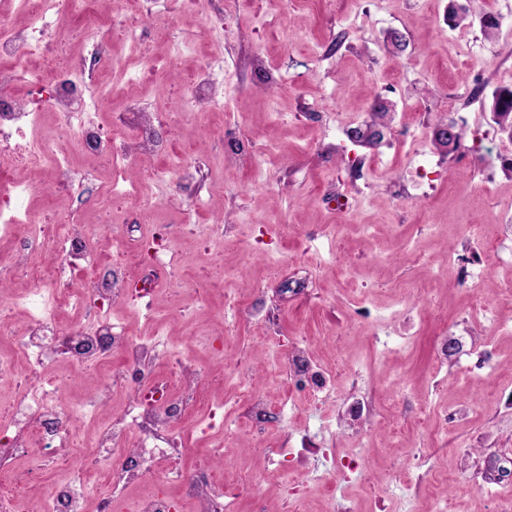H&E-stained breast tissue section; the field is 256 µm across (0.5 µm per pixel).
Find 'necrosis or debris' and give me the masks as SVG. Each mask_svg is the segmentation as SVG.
<instances>
[{
	"label": "necrosis or debris",
	"mask_w": 512,
	"mask_h": 512,
	"mask_svg": "<svg viewBox=\"0 0 512 512\" xmlns=\"http://www.w3.org/2000/svg\"><path fill=\"white\" fill-rule=\"evenodd\" d=\"M76 14L82 19L77 29L70 23ZM115 29L113 17H100L90 0H19L15 12H0V175H27L15 195L0 199V244L9 246L0 254V281L22 274L30 283L24 301L9 303L10 309L26 305L24 331H16L8 312L0 311V337L9 341L0 348V374L15 383L13 394L0 399V512H18L23 499L32 512H234L240 497L257 491L261 481L226 466L223 440L208 451L215 467L189 473L171 464L182 453L176 428L187 410L204 414L208 425L224 423L223 407L211 403L203 387L209 366L170 357L110 316L129 293L151 296L153 280L131 291L113 287L111 274L100 271L87 225L66 214L43 224L26 205L32 176L45 174L43 191L68 190L78 174L75 153L95 155L113 168L152 152L146 121H139L134 143L116 148L111 133L83 119L100 101L82 95L79 83L121 63L112 52ZM61 59L68 64L66 75L45 88L44 74ZM21 81L30 96L42 97V111L26 110L13 95ZM45 111L56 115V134L27 138ZM44 252L50 262L33 263V255ZM75 276L85 288L69 289ZM62 306L71 310L69 320H61ZM61 361L95 379L92 401L64 398L56 373ZM162 363L172 367L173 377L158 378ZM90 405L101 426L85 466L47 489L14 471L17 456H26L30 472H36L83 445L81 425Z\"/></svg>",
	"instance_id": "4bbe7bcc"
}]
</instances>
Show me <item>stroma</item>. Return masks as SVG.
Listing matches in <instances>:
<instances>
[{
    "instance_id": "stroma-1",
    "label": "stroma",
    "mask_w": 512,
    "mask_h": 512,
    "mask_svg": "<svg viewBox=\"0 0 512 512\" xmlns=\"http://www.w3.org/2000/svg\"><path fill=\"white\" fill-rule=\"evenodd\" d=\"M448 8L449 0H201L183 11L153 0L134 41L112 44L123 70L87 86L106 95L100 122L115 141L133 139L129 86L150 112L170 113L190 94L188 75L207 64L224 97L222 127L204 115L162 125L155 153L114 173L83 159L93 176L66 195L31 192L37 212L61 205L89 225L101 253L121 242L127 281L149 276L139 252L156 224L168 226L183 276L207 280L208 291L168 285L112 319L200 361L195 341L228 331L225 362L245 365L257 390L277 400L274 418L254 432L230 406L225 428L202 433L193 412L180 424L184 468L228 433L225 457L262 476L238 512H291L274 478L278 448L357 459V471L336 476L335 512H414L436 500L447 512H498L512 499V307L499 301L512 285V169L500 163L512 157V139L491 113L493 92L512 88V0H476L474 12L500 21L492 37L475 20L450 27ZM204 26L211 40L200 44ZM391 30L404 49L387 41ZM136 42L170 58L163 84L151 82ZM378 97L393 118L368 147L348 133ZM449 121L462 133L450 154L432 142ZM188 145L201 168L144 180ZM112 179L139 184L161 209L143 214L131 197L107 203ZM193 222L221 223L224 235L201 238ZM490 224L492 253L481 243ZM172 304L183 316L161 323ZM302 337L312 364L335 365L326 395L314 396L285 363ZM447 337L458 348L445 357ZM445 410L458 414L446 427L436 419ZM387 412L399 433L376 427ZM401 470L416 482L444 471L450 481L417 499L395 481Z\"/></svg>"
}]
</instances>
